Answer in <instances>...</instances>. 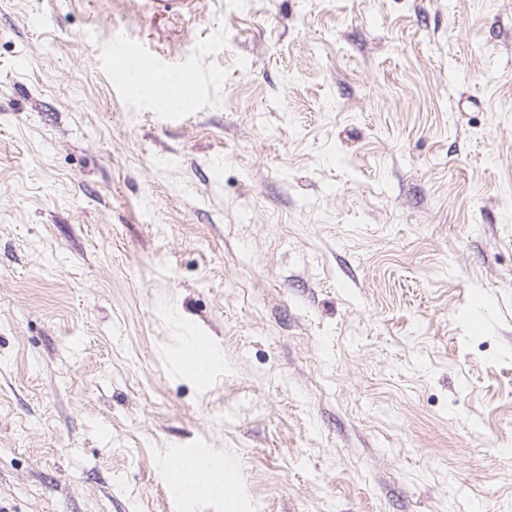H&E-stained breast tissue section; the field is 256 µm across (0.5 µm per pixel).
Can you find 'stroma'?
<instances>
[{
    "label": "stroma",
    "instance_id": "stroma-1",
    "mask_svg": "<svg viewBox=\"0 0 512 512\" xmlns=\"http://www.w3.org/2000/svg\"><path fill=\"white\" fill-rule=\"evenodd\" d=\"M229 499L512 512V0H0V512ZM131 84L139 93L153 98L155 95L164 97L171 103L185 106L195 92L196 85L192 81L172 83L152 78L135 77ZM227 467L224 459L203 448L193 462L170 459L166 473L173 487L181 489L186 497H196L219 484Z\"/></svg>",
    "mask_w": 512,
    "mask_h": 512
}]
</instances>
